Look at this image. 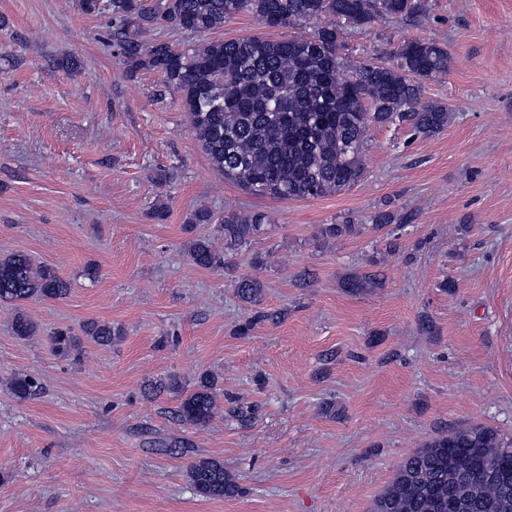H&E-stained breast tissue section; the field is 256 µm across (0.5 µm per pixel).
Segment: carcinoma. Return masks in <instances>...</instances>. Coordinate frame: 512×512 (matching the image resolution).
Here are the masks:
<instances>
[{"label":"carcinoma","mask_w":512,"mask_h":512,"mask_svg":"<svg viewBox=\"0 0 512 512\" xmlns=\"http://www.w3.org/2000/svg\"><path fill=\"white\" fill-rule=\"evenodd\" d=\"M88 14L107 13L123 22L118 46L134 68L161 73L175 87L212 168L245 189L280 199L319 198L357 184L364 176V145L373 125L408 124L426 136L448 125L446 107L422 101L425 83L448 73L451 57L440 41L409 39L395 52L396 63L365 61L349 66L340 54L343 28H362L380 19L408 18L422 12L418 0H165L156 12L141 0H81ZM251 12L268 28L297 22L314 24L309 36L271 39L244 36L208 40L224 21ZM165 21L199 38L189 53L163 43L147 48L127 32ZM412 215L381 211L373 224H409ZM224 248L248 246L265 233L264 216L231 213L220 227ZM187 257L206 269L224 267V252L209 239L189 243ZM262 288L242 279L237 294L251 302ZM69 283L30 256L0 257V306L14 310L12 331L20 340L37 335V324L20 304L31 299L60 300ZM54 332L55 349L82 351V338L106 346L120 329L98 320ZM38 388L16 375L10 390L26 399ZM217 409L216 383L201 375L182 396L179 421L205 426ZM480 469L497 475L475 481ZM187 477L202 497L222 500L239 488L224 472V461L193 462ZM371 512H512V441L481 424L433 437L398 468L375 499Z\"/></svg>","instance_id":"obj_1"}]
</instances>
